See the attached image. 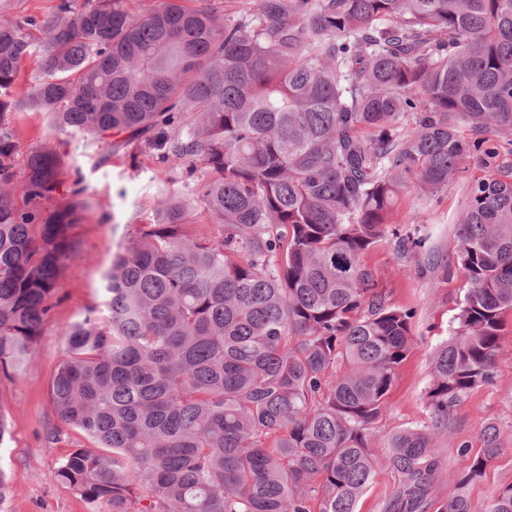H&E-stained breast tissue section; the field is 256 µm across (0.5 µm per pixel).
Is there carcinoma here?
<instances>
[{
  "label": "carcinoma",
  "instance_id": "obj_1",
  "mask_svg": "<svg viewBox=\"0 0 512 512\" xmlns=\"http://www.w3.org/2000/svg\"><path fill=\"white\" fill-rule=\"evenodd\" d=\"M0 0V373L34 354L81 257L88 186L17 112L179 174L122 237L102 300L62 329L51 409L86 440L58 460L86 512H355L374 424L414 345L365 255L395 237L463 297L431 358L430 424L388 440L384 512H428L448 411L494 379L512 313V178H477L452 262L391 229L411 186L435 197L512 132V0ZM35 76L21 95L27 61ZM201 207L208 228L189 219ZM499 431L437 512L468 487ZM485 512H512V485Z\"/></svg>",
  "mask_w": 512,
  "mask_h": 512
}]
</instances>
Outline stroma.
<instances>
[{"label": "stroma", "mask_w": 512, "mask_h": 512, "mask_svg": "<svg viewBox=\"0 0 512 512\" xmlns=\"http://www.w3.org/2000/svg\"><path fill=\"white\" fill-rule=\"evenodd\" d=\"M16 123L22 149L52 141L65 152L69 167L82 173L92 205L83 223L74 228L82 256L70 264L56 290L51 316L43 326L31 362L13 379L0 376V411L11 426L10 439L0 446V468L10 474L12 481V493L0 504V512H86L82 500L56 474V460L76 441V433H68L57 444L45 440L47 430L57 424L50 409L49 384L66 352L63 326L80 320L86 306L99 300L103 274L123 234L152 217L157 167L144 155L135 159L121 152L108 156L103 147L83 143L80 137L55 134L40 112L17 113ZM497 142L494 158L470 155L465 161V178L450 183L438 196L426 200L408 193L396 213V224L403 228L416 221L427 224L443 257H451L454 221L465 206L470 179L512 169V135L498 136ZM365 260L377 269L391 303L415 312L412 332L416 344L400 367L387 410L374 428L377 439L383 441L398 430L428 423L426 393L431 382V356L448 337L449 322L463 295V281L455 274L443 280L430 271L417 273V258L400 255L389 244L373 249ZM492 424L500 431L501 453L469 490L472 512H485L500 489L512 485L510 315L505 318L494 382L475 388L455 405L437 437L438 447L445 450L442 474L433 492L437 500L447 498L454 477L469 464L471 455L483 448L484 432ZM462 445L467 446L468 455H458Z\"/></svg>", "instance_id": "obj_1"}]
</instances>
